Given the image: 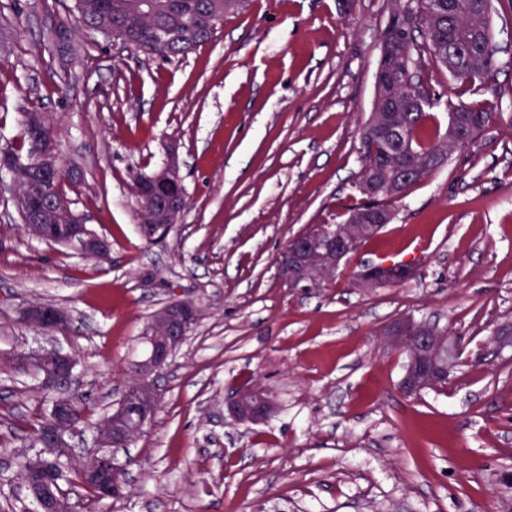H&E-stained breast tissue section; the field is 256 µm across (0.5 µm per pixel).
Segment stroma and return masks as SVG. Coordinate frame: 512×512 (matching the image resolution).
Here are the masks:
<instances>
[{
    "label": "stroma",
    "instance_id": "stroma-1",
    "mask_svg": "<svg viewBox=\"0 0 512 512\" xmlns=\"http://www.w3.org/2000/svg\"><path fill=\"white\" fill-rule=\"evenodd\" d=\"M72 0H0V150L19 149L28 112L46 117L73 209L110 261L35 239L0 173V479L45 411L16 355L53 346L77 364L64 389L96 422L147 355L151 315L171 298L201 317L159 380L151 425L114 455L122 496L98 512H512V6L496 5L494 90L461 88L430 63L445 102L498 95L468 150L412 185L396 217L335 276L288 288V239L334 224L360 173L390 0H248L215 38L171 61L79 28ZM67 25V58L46 38ZM176 150L187 207L165 240L140 232L131 177ZM410 261L399 285H351L359 267ZM70 316L46 335L18 310ZM412 315L446 330L458 356L446 387L405 396V357L381 341ZM276 404L233 420L246 386ZM274 410V400L262 388L241 389L228 403V412L234 420L253 425L266 422Z\"/></svg>",
    "mask_w": 512,
    "mask_h": 512
}]
</instances>
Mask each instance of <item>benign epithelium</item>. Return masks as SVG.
Returning <instances> with one entry per match:
<instances>
[{
    "label": "benign epithelium",
    "instance_id": "obj_1",
    "mask_svg": "<svg viewBox=\"0 0 512 512\" xmlns=\"http://www.w3.org/2000/svg\"><path fill=\"white\" fill-rule=\"evenodd\" d=\"M32 164L39 166L46 175L42 192L50 196L55 192L54 185L61 177V171L55 150L42 148ZM140 191L151 201V220L153 238H164L174 224L178 223L187 206V197L183 185L180 163L175 150H170L165 165L157 170L142 175L139 180ZM18 210L22 211L31 229L42 241L58 242L66 247L76 246L80 251L94 249L106 259V241L92 238L85 234L87 227L83 218L76 215L71 203L64 198H53L57 211L67 216L69 228L58 233L50 224L52 215L40 211L30 203L23 192H15ZM390 223V213L377 207L358 210L353 216L350 234L346 235L316 224L310 230L290 238L284 250L276 260L281 280L290 288L305 289L312 286L314 271L317 267L336 270L343 261L356 252L361 237L379 233ZM415 265L411 262L368 263L358 274L356 286L359 288H376L384 283L399 284L403 282ZM23 322L35 327L55 326L63 328L68 325L67 314L59 309L40 305H28L20 312ZM199 318L197 307L188 301L169 300L152 315L146 341L149 354L137 364L141 383L137 389L112 410L110 433L107 440L116 442L129 434L136 426L151 417L160 404V389L157 378L170 363L175 351L187 339ZM384 343L396 350L407 346L412 351L407 360L401 378L404 392L415 394L426 384L423 375L425 365L438 350L442 336H433L420 321L413 319H395L384 330ZM26 365L39 370L45 384H58L70 369V355L59 349H40L23 354ZM275 410V402L262 388H245L237 391L228 403L230 416L240 422L253 425L266 422ZM63 409L54 410L53 422L49 427L43 450L58 456L74 452L73 439L78 432L62 426Z\"/></svg>",
    "mask_w": 512,
    "mask_h": 512
}]
</instances>
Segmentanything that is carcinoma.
<instances>
[{
  "instance_id": "cac0c4a2",
  "label": "carcinoma",
  "mask_w": 512,
  "mask_h": 512,
  "mask_svg": "<svg viewBox=\"0 0 512 512\" xmlns=\"http://www.w3.org/2000/svg\"><path fill=\"white\" fill-rule=\"evenodd\" d=\"M131 0H74V14L79 26L93 33L116 36L132 49L161 60L186 56L211 41L221 28V21L211 20L215 5L224 4V13L239 10L244 0H167L168 7L134 15ZM493 0H391L390 21L383 37L405 43L404 54L396 60H382L379 67L389 70L387 92L375 95L370 117L385 124L386 114H400V131L407 142L401 150L390 136L362 133L357 148L361 164L359 181L377 185L382 205L393 211L401 194L395 191L400 170L413 168L424 179L447 164L455 152H462L475 142L493 117L496 104H471L460 101L448 104V127L438 135L429 132L434 121L432 109L438 99L422 83H417L421 96L410 92L414 73L427 62L447 70L456 84L469 87L475 83L490 84L499 70V47L491 28ZM164 30L168 39L161 42L156 32ZM52 140L44 115L37 111L26 115L22 144L31 158L42 145ZM12 176L29 188L42 178L34 165L9 169ZM56 482L50 494L61 491L73 495L81 508L92 509L103 502L98 488L85 475L78 460L47 457L35 460L27 454L18 463L8 485L12 496L5 497L4 512H31L42 509L43 501L31 486L43 473Z\"/></svg>"
}]
</instances>
